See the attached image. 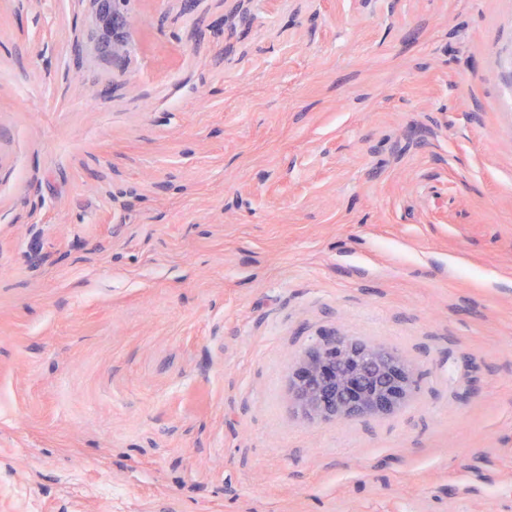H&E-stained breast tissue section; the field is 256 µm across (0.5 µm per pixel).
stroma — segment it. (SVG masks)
Returning <instances> with one entry per match:
<instances>
[{"mask_svg": "<svg viewBox=\"0 0 512 512\" xmlns=\"http://www.w3.org/2000/svg\"><path fill=\"white\" fill-rule=\"evenodd\" d=\"M125 10L0 0V512H512V0ZM103 19L113 29H123L130 25V18L125 14L123 6L126 0H96ZM414 385V369L400 356L333 334L298 361L291 398L307 416L342 421L385 415Z\"/></svg>", "mask_w": 512, "mask_h": 512, "instance_id": "35a3bbf8", "label": "stroma"}]
</instances>
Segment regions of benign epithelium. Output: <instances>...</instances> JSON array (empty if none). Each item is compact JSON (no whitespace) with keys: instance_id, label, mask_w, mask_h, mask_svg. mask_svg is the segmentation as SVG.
<instances>
[{"instance_id":"obj_1","label":"benign epithelium","mask_w":512,"mask_h":512,"mask_svg":"<svg viewBox=\"0 0 512 512\" xmlns=\"http://www.w3.org/2000/svg\"><path fill=\"white\" fill-rule=\"evenodd\" d=\"M97 3L103 19L112 28L130 25L123 9L126 0ZM414 385V369L400 356L333 334L321 338L298 361L291 398L307 416L342 421L385 415Z\"/></svg>"}]
</instances>
